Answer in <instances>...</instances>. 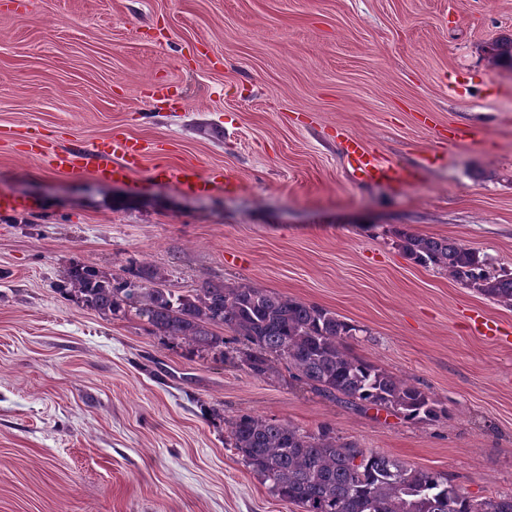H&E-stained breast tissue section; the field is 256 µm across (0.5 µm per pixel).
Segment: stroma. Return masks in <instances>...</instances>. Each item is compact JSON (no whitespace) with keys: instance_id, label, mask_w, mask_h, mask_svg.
Masks as SVG:
<instances>
[{"instance_id":"stroma-1","label":"stroma","mask_w":512,"mask_h":512,"mask_svg":"<svg viewBox=\"0 0 512 512\" xmlns=\"http://www.w3.org/2000/svg\"><path fill=\"white\" fill-rule=\"evenodd\" d=\"M512 0H0V512H296L235 449L242 414L333 431L512 493V345L475 333L512 309L411 262L396 230L512 270ZM173 99L152 102L151 80ZM159 143L123 179L55 170L30 136ZM355 136L423 163L408 188L358 181ZM432 162H425V155ZM223 167L186 194L157 162ZM75 263L167 287L249 283L336 312L355 355L448 409L352 411L106 320L59 287Z\"/></svg>"}]
</instances>
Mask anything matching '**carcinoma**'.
I'll return each instance as SVG.
<instances>
[{"label": "carcinoma", "mask_w": 512, "mask_h": 512, "mask_svg": "<svg viewBox=\"0 0 512 512\" xmlns=\"http://www.w3.org/2000/svg\"><path fill=\"white\" fill-rule=\"evenodd\" d=\"M414 263L448 272L477 293L512 308V272H490L479 252L447 237L399 233ZM150 267L106 277L73 264L61 291L110 320L133 315L153 336L198 355L226 357L228 331L243 339L232 362L256 378L281 364L289 377L348 409L375 406L435 422L448 409L431 394L354 355L359 327L335 312L247 283L208 281L182 293L163 287ZM227 444L269 490L299 512H512V494L473 499L442 471L342 442L332 431L303 430L250 415L229 422Z\"/></svg>", "instance_id": "obj_1"}]
</instances>
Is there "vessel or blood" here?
I'll use <instances>...</instances> for the list:
<instances>
[{"label": "vessel or blood", "mask_w": 512, "mask_h": 512, "mask_svg": "<svg viewBox=\"0 0 512 512\" xmlns=\"http://www.w3.org/2000/svg\"><path fill=\"white\" fill-rule=\"evenodd\" d=\"M146 153V146L138 141L115 135L87 149L50 150L49 158L53 168L63 173L91 172L103 178H123L140 167ZM346 153L356 178L362 182L385 181L407 188L420 177V166L382 162L354 137L347 138ZM153 174L170 179L186 193L223 185L225 179L223 168L204 169L192 163L159 164Z\"/></svg>", "instance_id": "vessel-or-blood-1"}]
</instances>
